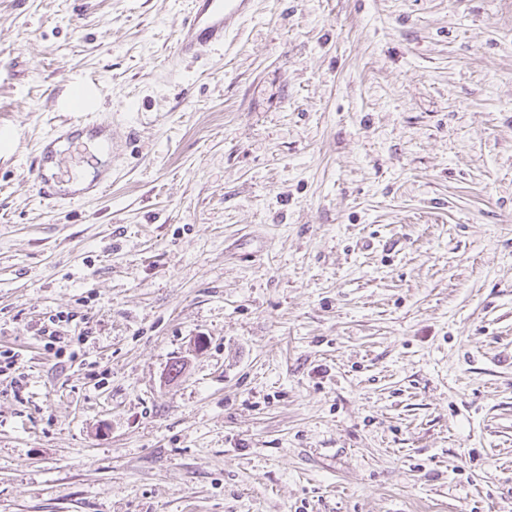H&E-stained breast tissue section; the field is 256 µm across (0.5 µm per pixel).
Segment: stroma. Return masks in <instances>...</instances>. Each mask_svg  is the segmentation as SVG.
<instances>
[{
  "label": "stroma",
  "mask_w": 512,
  "mask_h": 512,
  "mask_svg": "<svg viewBox=\"0 0 512 512\" xmlns=\"http://www.w3.org/2000/svg\"><path fill=\"white\" fill-rule=\"evenodd\" d=\"M189 9L0 0V512H512V0H259L199 60ZM76 81L112 189L51 212ZM78 120L56 125L39 141L34 165L31 170L33 185L41 202L50 211L61 204L76 205L92 197L105 195L112 187V166L99 170L87 184L79 181L72 173L63 179L60 168L61 155L65 151L80 150L78 142L83 131L90 128L97 139V150L112 158L114 143L110 124L90 107H85Z\"/></svg>",
  "instance_id": "obj_1"
}]
</instances>
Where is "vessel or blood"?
<instances>
[{
	"label": "vessel or blood",
	"instance_id": "b4317fda",
	"mask_svg": "<svg viewBox=\"0 0 512 512\" xmlns=\"http://www.w3.org/2000/svg\"><path fill=\"white\" fill-rule=\"evenodd\" d=\"M255 8V0H192L175 39V52L181 58H196L221 46ZM91 131L103 155L114 150L110 125L96 113L51 128L39 141L31 170L33 185L46 208L76 205L105 195L112 186L111 168L99 170L89 183L65 177L60 168L64 152L75 151L84 131Z\"/></svg>",
	"mask_w": 512,
	"mask_h": 512
}]
</instances>
